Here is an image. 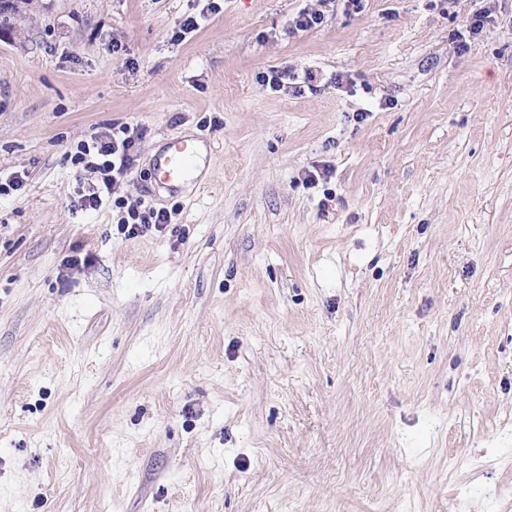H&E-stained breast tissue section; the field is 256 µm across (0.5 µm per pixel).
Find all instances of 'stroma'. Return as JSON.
I'll return each mask as SVG.
<instances>
[{"label":"stroma","mask_w":512,"mask_h":512,"mask_svg":"<svg viewBox=\"0 0 512 512\" xmlns=\"http://www.w3.org/2000/svg\"><path fill=\"white\" fill-rule=\"evenodd\" d=\"M207 4L39 0L0 37V512H512V0L294 35L309 0ZM123 124L126 196L173 213L136 238L73 207L69 151ZM180 135L204 168L163 193Z\"/></svg>","instance_id":"1"}]
</instances>
